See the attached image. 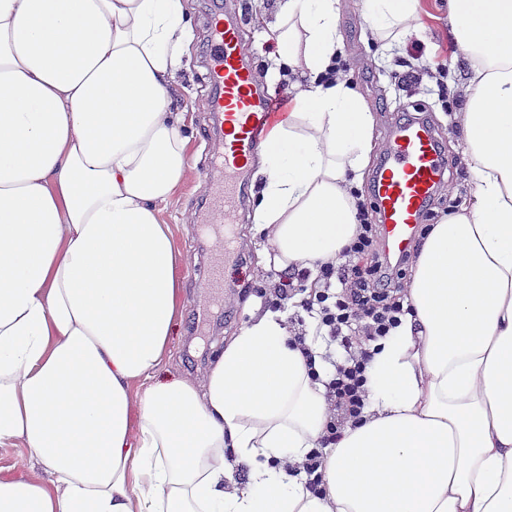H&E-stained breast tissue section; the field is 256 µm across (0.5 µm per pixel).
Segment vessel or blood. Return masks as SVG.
Listing matches in <instances>:
<instances>
[{
    "label": "vessel or blood",
    "instance_id": "1",
    "mask_svg": "<svg viewBox=\"0 0 512 512\" xmlns=\"http://www.w3.org/2000/svg\"><path fill=\"white\" fill-rule=\"evenodd\" d=\"M210 57V80L218 89L212 109L224 126V149L212 158L210 168L223 171L224 184L214 192L202 232L226 244L243 212L242 184L249 162L286 111L258 89L236 17L214 16ZM443 177L434 126L421 118L398 120L372 190L388 252L402 255L412 248L417 226Z\"/></svg>",
    "mask_w": 512,
    "mask_h": 512
}]
</instances>
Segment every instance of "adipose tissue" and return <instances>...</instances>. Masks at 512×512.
I'll list each match as a JSON object with an SVG mask.
<instances>
[{"label":"adipose tissue","instance_id":"adipose-tissue-1","mask_svg":"<svg viewBox=\"0 0 512 512\" xmlns=\"http://www.w3.org/2000/svg\"><path fill=\"white\" fill-rule=\"evenodd\" d=\"M361 4L380 39L418 31L419 0ZM340 5L256 18L293 103L253 161L263 271L333 260L355 231L374 116L328 74ZM448 25L474 201L424 236L412 311L315 495L286 466L328 403L285 315H253L203 382L155 379L185 312L162 217L188 169L184 0H0V447L35 464L0 471V512H512V0H448Z\"/></svg>","mask_w":512,"mask_h":512}]
</instances>
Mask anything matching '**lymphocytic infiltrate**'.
I'll use <instances>...</instances> for the list:
<instances>
[{
  "label": "lymphocytic infiltrate",
  "instance_id": "f902f5d3",
  "mask_svg": "<svg viewBox=\"0 0 512 512\" xmlns=\"http://www.w3.org/2000/svg\"><path fill=\"white\" fill-rule=\"evenodd\" d=\"M374 211L372 203L357 200L355 234L334 261L275 272L268 287L271 304L278 306L298 298L302 310L298 324L313 321L316 331L326 333L347 353L324 380L315 369V354L306 345V332L301 330L293 337L295 345L302 348L311 380L323 383L328 401L319 447L291 469L292 475H304L306 489L315 494L321 491L323 446L335 443L348 423L362 419L372 344L390 336L406 313L405 280L410 258L395 259L386 253Z\"/></svg>",
  "mask_w": 512,
  "mask_h": 512
}]
</instances>
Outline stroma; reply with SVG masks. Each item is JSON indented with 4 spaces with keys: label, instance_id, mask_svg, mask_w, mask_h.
<instances>
[{
    "label": "stroma",
    "instance_id": "stroma-1",
    "mask_svg": "<svg viewBox=\"0 0 512 512\" xmlns=\"http://www.w3.org/2000/svg\"><path fill=\"white\" fill-rule=\"evenodd\" d=\"M187 6L193 18L192 37L183 59V90L177 106L187 110L191 117L194 136L187 152L186 179L163 212L186 260L182 272L186 313L181 325L172 332V358L161 367L158 376L166 379L177 375L198 381L223 349L226 338L249 322L251 315L244 303L256 299L257 294L244 292L242 284L255 279L256 262L260 254L270 248L265 234L256 231L251 218H244L238 230L239 258L224 264V304L213 306V290L206 271L221 258L223 251L212 239L195 234L196 224L207 215L206 198L224 179L221 173L205 171L208 153L223 147L222 141L213 138L207 127L213 93L207 69L208 19L223 8L235 9L254 73L262 75V84L269 95L281 93L282 85L274 72L273 55L263 48V31L252 21L257 0H187ZM415 23L420 28L419 34L404 37L387 48L364 20L361 0H342L339 33L343 45L353 53L348 77L376 117L371 163H379L385 152L387 134L400 114L421 110L436 124L448 160L445 174L448 193L434 200L427 218L428 223L438 224L469 207L473 200L474 177L462 158L455 124V114L462 110L464 101L449 90L450 85L466 83L470 61L448 29L447 0H420ZM416 49L421 52L419 64L423 67L431 64L435 52L447 55L448 70L443 83L438 86L426 79L422 84L396 90L390 72L396 69L400 59Z\"/></svg>",
    "mask_w": 512,
    "mask_h": 512
}]
</instances>
